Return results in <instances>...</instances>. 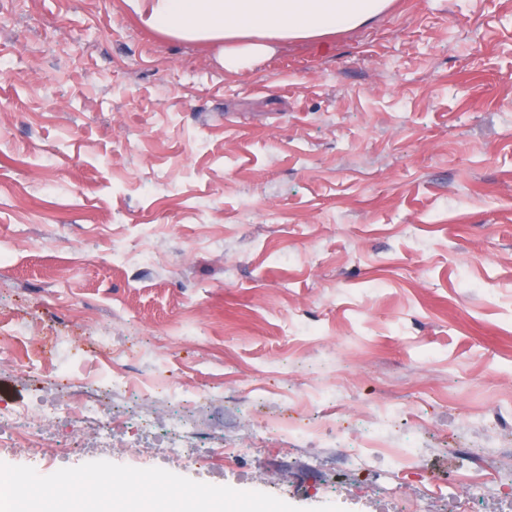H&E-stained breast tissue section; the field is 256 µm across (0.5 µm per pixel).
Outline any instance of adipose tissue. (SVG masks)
<instances>
[{
	"label": "adipose tissue",
	"mask_w": 512,
	"mask_h": 512,
	"mask_svg": "<svg viewBox=\"0 0 512 512\" xmlns=\"http://www.w3.org/2000/svg\"><path fill=\"white\" fill-rule=\"evenodd\" d=\"M391 0H130L148 27L220 47L238 73L288 40H308L363 26Z\"/></svg>",
	"instance_id": "ef3b65f1"
}]
</instances>
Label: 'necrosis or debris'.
Segmentation results:
<instances>
[{
    "label": "necrosis or debris",
    "instance_id": "necrosis-or-debris-1",
    "mask_svg": "<svg viewBox=\"0 0 512 512\" xmlns=\"http://www.w3.org/2000/svg\"><path fill=\"white\" fill-rule=\"evenodd\" d=\"M96 343L100 349L111 351L112 367L101 373L96 382L87 383L75 373L77 355L71 341L65 336L55 337L53 350L58 356L55 371L64 384L63 392L46 404L24 407L0 404V446L25 448L32 457L39 458L44 454L47 432L52 429L57 443L77 455L81 447L74 438L84 429H93L96 443L105 450L111 448L113 432L119 429L135 437L157 432L168 457L197 469L214 467L219 461L230 464L242 456V449L228 448L221 442L204 445L199 426L185 416L168 415L158 420L153 411L145 409L132 422L114 412L101 401L98 389L104 386L113 393H125L127 379L122 362L126 353L113 350L109 333H99Z\"/></svg>",
    "mask_w": 512,
    "mask_h": 512
}]
</instances>
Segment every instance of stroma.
<instances>
[{
	"label": "stroma",
	"instance_id": "obj_1",
	"mask_svg": "<svg viewBox=\"0 0 512 512\" xmlns=\"http://www.w3.org/2000/svg\"><path fill=\"white\" fill-rule=\"evenodd\" d=\"M127 349L135 406L207 391L205 436L311 422L423 466L368 471L317 436L256 444L234 470H166L310 512H512V0H392L241 73L145 26L128 0H0V336ZM193 329L197 338L170 344ZM51 373L0 365V402ZM132 467L163 457L94 448ZM499 468L467 500L474 459ZM360 437L361 441L369 446V448H353L349 445L344 448L350 465L354 468H362L369 466L373 460L376 448H385L384 441L388 436V423L384 419H375L370 425L367 434ZM372 442V443H369Z\"/></svg>",
	"mask_w": 512,
	"mask_h": 512
}]
</instances>
